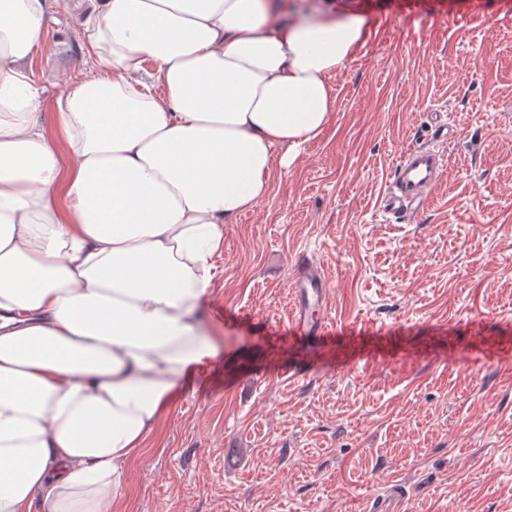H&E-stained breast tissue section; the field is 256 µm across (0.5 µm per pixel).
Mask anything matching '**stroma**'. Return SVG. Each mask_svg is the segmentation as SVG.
<instances>
[{
	"label": "stroma",
	"mask_w": 512,
	"mask_h": 512,
	"mask_svg": "<svg viewBox=\"0 0 512 512\" xmlns=\"http://www.w3.org/2000/svg\"><path fill=\"white\" fill-rule=\"evenodd\" d=\"M370 23L330 77L332 121L224 232L202 305L219 353L176 392L130 460L116 512H512V0H427ZM45 96L80 57L68 0H47ZM447 122L440 142L433 117ZM448 164L411 219L382 210L400 153ZM331 284L333 331L289 341L299 254ZM394 486L389 493L373 495L368 502V512H401L402 492Z\"/></svg>",
	"instance_id": "obj_1"
}]
</instances>
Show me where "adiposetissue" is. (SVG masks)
<instances>
[{
	"label": "adipose tissue",
	"mask_w": 512,
	"mask_h": 512,
	"mask_svg": "<svg viewBox=\"0 0 512 512\" xmlns=\"http://www.w3.org/2000/svg\"><path fill=\"white\" fill-rule=\"evenodd\" d=\"M45 5L0 0V512H113L216 354L199 303L225 227L323 134L367 27L287 22L281 0H75L91 64L49 100Z\"/></svg>",
	"instance_id": "obj_1"
}]
</instances>
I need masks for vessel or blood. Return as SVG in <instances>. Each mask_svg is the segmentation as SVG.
<instances>
[{"label":"vessel or blood","mask_w":512,"mask_h":512,"mask_svg":"<svg viewBox=\"0 0 512 512\" xmlns=\"http://www.w3.org/2000/svg\"><path fill=\"white\" fill-rule=\"evenodd\" d=\"M447 165L444 151L416 145L407 148L399 157L395 178L383 195L385 212L395 216L413 214L430 198ZM329 281L312 259L303 257L296 264L290 295L294 313L289 322L291 335L308 340L325 337L331 327L327 307ZM402 492L373 495L367 512H401Z\"/></svg>","instance_id":"vessel-or-blood-1"}]
</instances>
